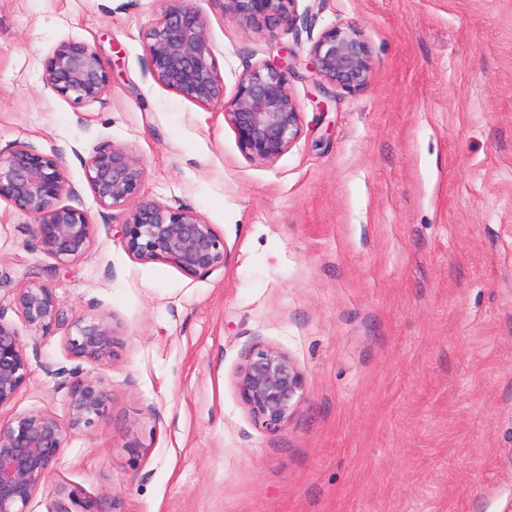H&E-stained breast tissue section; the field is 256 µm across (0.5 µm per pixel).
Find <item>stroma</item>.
<instances>
[{
  "label": "stroma",
  "instance_id": "1",
  "mask_svg": "<svg viewBox=\"0 0 512 512\" xmlns=\"http://www.w3.org/2000/svg\"><path fill=\"white\" fill-rule=\"evenodd\" d=\"M198 4L226 94L251 67L287 68L300 132L273 162L245 157L223 103L153 78L166 0H0V150L56 156L94 225L61 262L0 201V322L31 370L0 421L67 420L77 375L109 394L26 512H512V0H287L289 25ZM341 22L369 49L354 89L309 72ZM67 40L99 53V100L43 82ZM105 145L141 162L140 199L215 225L224 266L191 277L125 250L128 209L100 207L87 181ZM40 284L62 304L48 336L17 303ZM80 314L117 324L108 362L69 352ZM258 342L305 382L275 432L234 384Z\"/></svg>",
  "mask_w": 512,
  "mask_h": 512
}]
</instances>
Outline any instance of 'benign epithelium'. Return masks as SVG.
<instances>
[{
    "label": "benign epithelium",
    "mask_w": 512,
    "mask_h": 512,
    "mask_svg": "<svg viewBox=\"0 0 512 512\" xmlns=\"http://www.w3.org/2000/svg\"><path fill=\"white\" fill-rule=\"evenodd\" d=\"M168 2L146 45L155 80L202 107L224 102V116L250 161L265 164L286 152L299 134V106L285 71L262 63L246 71L231 98L225 99L202 10L195 0ZM284 2L224 0V11L251 18L278 15L288 24L291 18L284 14ZM310 53L314 72L324 82L351 89L368 78V47L353 23L324 31ZM43 79L60 96L77 103L99 100L110 82L96 49L82 41L56 46L44 60ZM87 179L98 204L113 210L139 195L144 168L125 150L101 146L87 160ZM65 196L75 197L77 191L56 156L24 143L0 151V200L31 216L33 234L44 252L62 262L83 256L93 235L87 212L62 204ZM121 237L133 258L166 262L191 277L204 276L226 261L224 236L190 208L142 201L122 224ZM18 306L24 320L45 335L60 321L61 301L47 284L22 289ZM74 327L66 340L74 357L97 363L113 358L117 338L110 318L79 315ZM29 375L24 345L0 322V406L13 400ZM235 386L254 421L271 432L297 413L305 388L293 359L262 344L249 350L235 374ZM108 402L99 380L75 377L69 387L71 424L94 426L107 413ZM66 437L64 424L49 413H22L0 424V512H25L38 491L50 488Z\"/></svg>",
    "instance_id": "7a95c632"
}]
</instances>
